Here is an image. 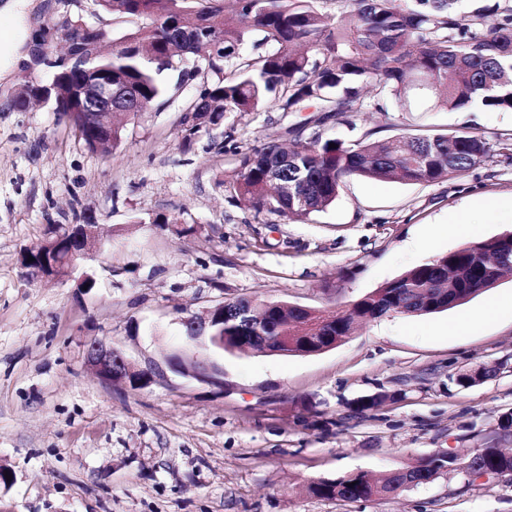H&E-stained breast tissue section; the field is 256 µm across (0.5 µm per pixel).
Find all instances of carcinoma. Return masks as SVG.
I'll use <instances>...</instances> for the list:
<instances>
[{
    "label": "carcinoma",
    "mask_w": 512,
    "mask_h": 512,
    "mask_svg": "<svg viewBox=\"0 0 512 512\" xmlns=\"http://www.w3.org/2000/svg\"><path fill=\"white\" fill-rule=\"evenodd\" d=\"M134 27L108 55L87 46L69 64L55 62L49 101L78 142L95 152L92 114L70 104L83 70H112V148L132 117L161 99L172 77L182 84L205 66L215 79L196 90L186 110L182 141L217 126L230 112H258L276 103L284 112L306 104L330 120L348 121L363 109L360 85L389 92L407 110L512 111V0H500L497 24L471 12L457 18L462 0H345L339 17L319 12L315 0H95ZM252 44L257 57L240 49ZM293 147L270 137L241 153L232 189L256 209L301 220L330 206L349 179L434 183L464 173L490 157L481 135L422 129L377 140L366 134L347 144L317 130L291 131ZM335 147H329V144ZM512 272V232L475 242L414 266L342 311L249 299L224 306L210 334L233 353L243 336L264 337L283 356L312 355L338 345L354 325L391 314L422 316L461 305ZM473 464L490 476L512 478V452L478 448ZM459 470V458L438 452L379 476L350 473L308 486L325 499L390 497Z\"/></svg>",
    "instance_id": "1"
}]
</instances>
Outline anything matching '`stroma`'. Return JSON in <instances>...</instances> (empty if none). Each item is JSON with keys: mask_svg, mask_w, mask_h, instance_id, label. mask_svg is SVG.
<instances>
[{"mask_svg": "<svg viewBox=\"0 0 512 512\" xmlns=\"http://www.w3.org/2000/svg\"><path fill=\"white\" fill-rule=\"evenodd\" d=\"M125 23L94 0H32L34 34L67 21ZM29 65L0 79V512H512V480L444 474L385 499L314 497L310 483L387 472L439 451L497 442L512 414V275L455 308L360 325L311 356L217 355L223 383L173 371L141 388L103 383L85 362L112 342L137 366L199 351L181 320L214 304L260 297L340 308L408 269L512 231V112H405L366 89L365 111L325 135L385 139L418 125L485 136L490 158L433 184L355 178L303 220L232 198L239 152L305 125L309 110L225 114L183 147L182 119L198 84L170 89L138 113L104 156L75 140L51 105H12ZM233 134L235 146L215 153ZM178 216L175 224L148 215ZM100 224L103 252L85 261L91 290L28 279L23 250L55 224ZM433 239L434 247L417 244ZM496 373L464 388L458 374ZM386 394L359 410L358 399Z\"/></svg>", "mask_w": 512, "mask_h": 512, "instance_id": "35a3bbf8", "label": "stroma"}]
</instances>
